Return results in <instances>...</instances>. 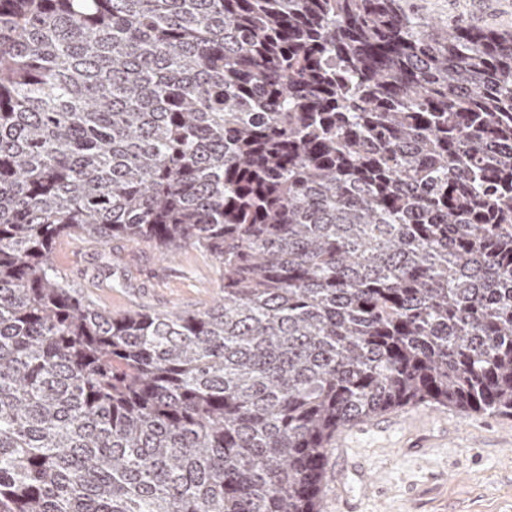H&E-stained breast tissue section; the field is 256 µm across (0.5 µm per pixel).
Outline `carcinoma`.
I'll return each instance as SVG.
<instances>
[{
	"label": "carcinoma",
	"instance_id": "obj_1",
	"mask_svg": "<svg viewBox=\"0 0 512 512\" xmlns=\"http://www.w3.org/2000/svg\"><path fill=\"white\" fill-rule=\"evenodd\" d=\"M218 260L112 314L56 240ZM413 404L512 415V34L397 0H0V512H321Z\"/></svg>",
	"mask_w": 512,
	"mask_h": 512
}]
</instances>
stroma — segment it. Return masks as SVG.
Returning <instances> with one entry per match:
<instances>
[{"instance_id":"1","label":"stroma","mask_w":512,"mask_h":512,"mask_svg":"<svg viewBox=\"0 0 512 512\" xmlns=\"http://www.w3.org/2000/svg\"><path fill=\"white\" fill-rule=\"evenodd\" d=\"M427 24L512 32V0H399ZM54 265L98 306L197 312L221 295L215 259L189 247L172 260L154 243L59 239ZM356 452L328 450L323 512H512V416L409 405L365 421Z\"/></svg>"}]
</instances>
